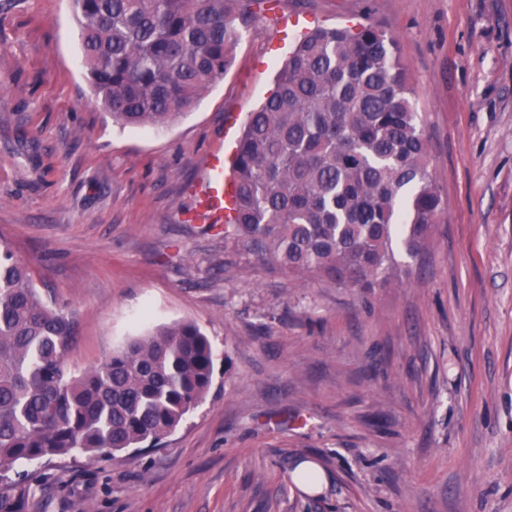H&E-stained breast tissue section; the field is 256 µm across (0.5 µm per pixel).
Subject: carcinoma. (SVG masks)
<instances>
[{
	"label": "carcinoma",
	"instance_id": "cac0c4a2",
	"mask_svg": "<svg viewBox=\"0 0 512 512\" xmlns=\"http://www.w3.org/2000/svg\"><path fill=\"white\" fill-rule=\"evenodd\" d=\"M268 0H72L96 98L124 125L166 127L230 66ZM224 234L302 280L399 281L445 213L395 38L372 26L315 29L248 116ZM73 321L50 307L0 242V472L72 453L155 445L212 385L211 343L192 322L129 340L81 374Z\"/></svg>",
	"mask_w": 512,
	"mask_h": 512
}]
</instances>
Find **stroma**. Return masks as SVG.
<instances>
[{
  "instance_id": "stroma-1",
  "label": "stroma",
  "mask_w": 512,
  "mask_h": 512,
  "mask_svg": "<svg viewBox=\"0 0 512 512\" xmlns=\"http://www.w3.org/2000/svg\"><path fill=\"white\" fill-rule=\"evenodd\" d=\"M367 23L398 42L446 207L402 285L370 293L186 219L301 33ZM0 241L72 316V372L178 322L213 348L161 446L20 465L0 512H512V0H275L163 129L113 123L71 0H0Z\"/></svg>"
}]
</instances>
